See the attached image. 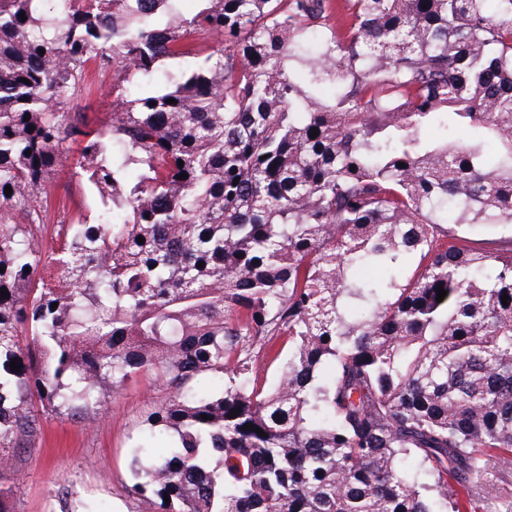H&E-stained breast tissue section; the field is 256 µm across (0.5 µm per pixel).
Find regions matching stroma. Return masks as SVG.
<instances>
[{"label":"stroma","mask_w":512,"mask_h":512,"mask_svg":"<svg viewBox=\"0 0 512 512\" xmlns=\"http://www.w3.org/2000/svg\"><path fill=\"white\" fill-rule=\"evenodd\" d=\"M88 85L73 110L80 122L101 129L112 115V77L93 71ZM72 159V153L64 154L50 187V203L72 199L89 217L98 200L74 177ZM162 397L148 379L140 378L107 397L87 421L45 418L42 450L21 457L19 473L0 472V485L14 489V512H61L66 505L88 512H157L130 491V450L144 436L152 402Z\"/></svg>","instance_id":"obj_1"}]
</instances>
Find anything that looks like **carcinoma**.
I'll list each match as a JSON object with an SVG mask.
<instances>
[{"label":"carcinoma","instance_id":"carcinoma-1","mask_svg":"<svg viewBox=\"0 0 512 512\" xmlns=\"http://www.w3.org/2000/svg\"><path fill=\"white\" fill-rule=\"evenodd\" d=\"M179 2L0 0V471L150 376L161 512H465L512 465V246L466 237L512 224V0ZM70 145L99 207L47 238ZM213 46H216L213 42L196 43L192 48L195 49L193 55L182 59H165L159 62L157 70L154 74V82L165 83L167 79L177 74L179 71L191 67L198 63L206 54L213 51ZM197 53V55H196ZM112 76V72L101 75L92 70L88 77V93L74 101L71 112H77L80 122L91 129L104 128L111 120Z\"/></svg>","mask_w":512,"mask_h":512}]
</instances>
